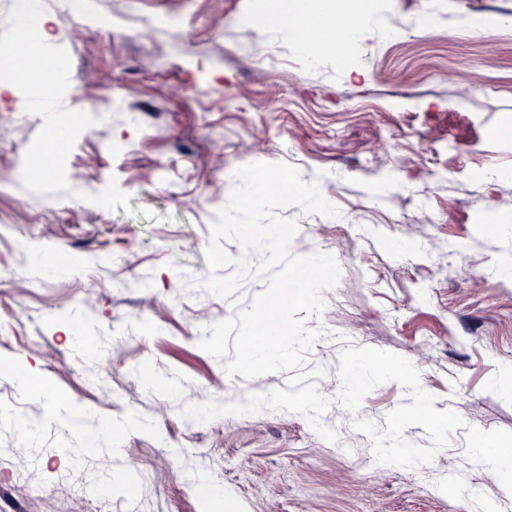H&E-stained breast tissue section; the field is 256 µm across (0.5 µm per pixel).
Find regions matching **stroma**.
<instances>
[{
  "label": "stroma",
  "instance_id": "obj_1",
  "mask_svg": "<svg viewBox=\"0 0 512 512\" xmlns=\"http://www.w3.org/2000/svg\"><path fill=\"white\" fill-rule=\"evenodd\" d=\"M398 40L359 43L361 75L299 46L259 17V0H43L70 64L71 111L120 94L107 123L75 125L55 167L43 165L40 113L0 102V512H512V495L465 456L464 429L427 465H380L362 417L385 427L407 403L384 383L351 413L337 400L339 356L365 345L406 357L439 410L483 430H512V31L471 37L455 19L512 18V0H374ZM102 16L118 29L100 30ZM176 16V27L162 19ZM287 163L321 180L340 223L282 209L298 255L332 254L325 337L307 356L323 367L322 439L302 415L263 410L207 423L186 405L287 388L284 373L228 376L198 342L232 316L202 290L216 213L236 168ZM70 270L40 276L34 254ZM95 336L98 356L70 341ZM28 370L30 389L14 374ZM163 377L148 388L145 371ZM111 423V445L63 467L79 443L52 407ZM49 455L36 477L49 498L25 499L16 471L30 429ZM84 485L75 501L69 483Z\"/></svg>",
  "mask_w": 512,
  "mask_h": 512
}]
</instances>
